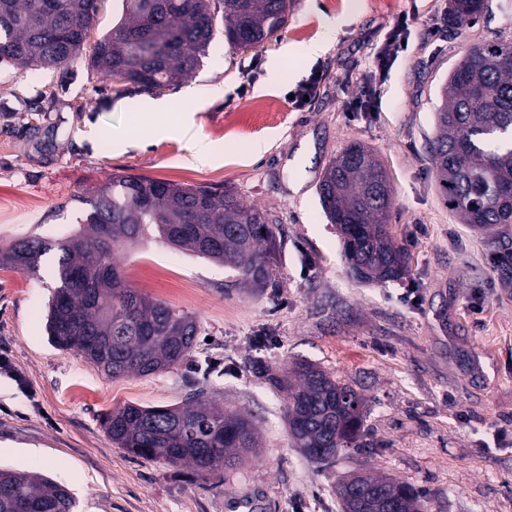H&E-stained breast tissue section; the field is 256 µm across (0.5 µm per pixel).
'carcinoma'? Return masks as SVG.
Returning <instances> with one entry per match:
<instances>
[{
    "instance_id": "1",
    "label": "carcinoma",
    "mask_w": 512,
    "mask_h": 512,
    "mask_svg": "<svg viewBox=\"0 0 512 512\" xmlns=\"http://www.w3.org/2000/svg\"><path fill=\"white\" fill-rule=\"evenodd\" d=\"M98 0H0V63L29 71L78 62L146 93H160L195 73L217 36L234 49L257 48L286 24L290 0H122L125 19L93 41ZM486 0H451L452 24H475ZM431 162L448 207L464 224L501 226L498 264L512 275V40L471 47L438 87ZM317 192L331 224L343 225L351 270L398 280L408 254L386 230L391 189L374 153L352 143L326 166ZM86 227L51 242L28 236L0 251L5 266L36 271L59 253L46 330L112 378L149 376L190 362L196 319L130 287L114 254L159 238L235 271L254 288L275 283L273 219L230 190L143 176H123L83 199ZM288 386V421L298 447L328 461L363 437V398L310 366ZM109 438L129 453L213 475L257 447L250 422L194 394L183 407L127 404L104 418ZM380 507L418 512L419 494L384 483ZM61 484L0 467V512H74Z\"/></svg>"
}]
</instances>
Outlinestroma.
Returning <instances> with one entry per match:
<instances>
[{
  "mask_svg": "<svg viewBox=\"0 0 512 512\" xmlns=\"http://www.w3.org/2000/svg\"><path fill=\"white\" fill-rule=\"evenodd\" d=\"M471 27H450L448 0H293L287 24L261 47L216 40L185 87L201 104L193 130L207 165L169 117L141 127L147 93L84 65L23 71L0 63V247L55 240L84 220L88 192L117 176L234 190L273 217L276 285H243L224 266L159 240L117 254L127 284L193 316L192 362L151 376L107 377L45 329L57 252L38 272L0 267V465L43 473L70 490L76 512H235L250 491L265 512H342L349 474L384 476L420 494V512H512V282L497 270L492 234L445 205L428 156L436 89L472 45L512 38V0H488ZM408 47L376 111L351 104L393 23ZM323 42L310 58L305 48ZM308 101L291 95L310 81ZM65 87L56 106L52 91ZM371 147L392 185L389 230L409 254L401 280L353 279L317 185L349 144ZM307 362L365 399L362 447L317 462L298 448L287 393L268 374ZM205 389L242 412L259 446L240 465L199 477L132 456L102 418L127 403L180 405Z\"/></svg>",
  "mask_w": 512,
  "mask_h": 512,
  "instance_id": "stroma-1",
  "label": "stroma"
}]
</instances>
